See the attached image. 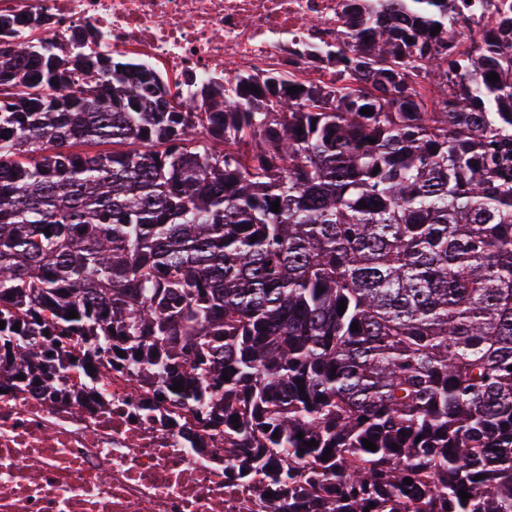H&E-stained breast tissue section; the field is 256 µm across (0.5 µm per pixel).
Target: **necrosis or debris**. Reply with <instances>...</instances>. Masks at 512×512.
I'll return each instance as SVG.
<instances>
[{"label": "necrosis or debris", "instance_id": "obj_1", "mask_svg": "<svg viewBox=\"0 0 512 512\" xmlns=\"http://www.w3.org/2000/svg\"><path fill=\"white\" fill-rule=\"evenodd\" d=\"M17 35L123 56L175 94L282 66L331 85L320 49L348 29L346 0H0ZM0 368V512H253L224 495V459L192 411L147 409L143 379L116 371L101 394L72 377L16 390Z\"/></svg>", "mask_w": 512, "mask_h": 512}]
</instances>
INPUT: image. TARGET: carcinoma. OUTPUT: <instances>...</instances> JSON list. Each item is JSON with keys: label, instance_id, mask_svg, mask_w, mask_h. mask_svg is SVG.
<instances>
[{"label": "carcinoma", "instance_id": "1", "mask_svg": "<svg viewBox=\"0 0 512 512\" xmlns=\"http://www.w3.org/2000/svg\"><path fill=\"white\" fill-rule=\"evenodd\" d=\"M348 13L332 86L222 112L78 38L0 49V365L148 375L265 512H512V16Z\"/></svg>", "mask_w": 512, "mask_h": 512}]
</instances>
